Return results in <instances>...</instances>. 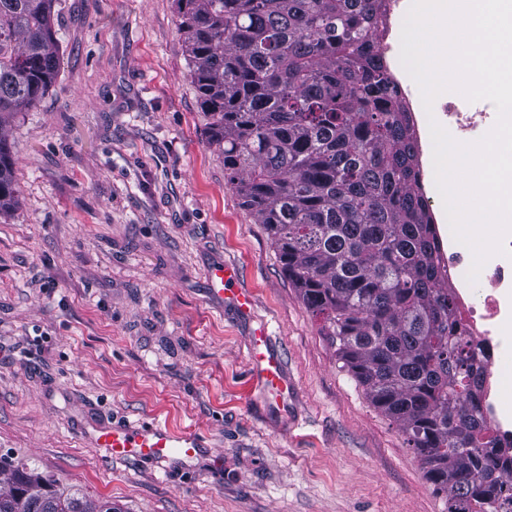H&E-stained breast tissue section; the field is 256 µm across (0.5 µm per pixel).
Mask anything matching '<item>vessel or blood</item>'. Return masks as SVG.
I'll return each instance as SVG.
<instances>
[{
    "label": "vessel or blood",
    "instance_id": "vessel-or-blood-1",
    "mask_svg": "<svg viewBox=\"0 0 512 512\" xmlns=\"http://www.w3.org/2000/svg\"><path fill=\"white\" fill-rule=\"evenodd\" d=\"M238 273L235 268L221 266L210 277L212 294L229 299L241 314L250 313L253 296L236 285ZM253 358L257 372L270 392L286 398L292 387L283 371L280 355L270 345L264 330L253 333ZM95 447L105 449L114 460L135 459L154 463L188 460L209 448L208 434L197 431L177 432L161 421L130 422L117 421L95 426L90 435Z\"/></svg>",
    "mask_w": 512,
    "mask_h": 512
}]
</instances>
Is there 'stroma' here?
<instances>
[{"label":"stroma","mask_w":512,"mask_h":512,"mask_svg":"<svg viewBox=\"0 0 512 512\" xmlns=\"http://www.w3.org/2000/svg\"><path fill=\"white\" fill-rule=\"evenodd\" d=\"M54 22L58 77L5 126L0 460L126 512H445L228 185L175 0H57ZM221 263L249 316L210 294ZM261 327L282 403L254 369ZM118 418L207 432L222 461L111 460L85 434ZM18 197L19 189L14 177V160L6 138L0 135V211L13 206ZM253 358L267 389L283 402L293 389L284 374L281 356L270 346L269 336L261 328L253 333Z\"/></svg>","instance_id":"35a3bbf8"}]
</instances>
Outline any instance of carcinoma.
<instances>
[{"label":"carcinoma","mask_w":512,"mask_h":512,"mask_svg":"<svg viewBox=\"0 0 512 512\" xmlns=\"http://www.w3.org/2000/svg\"><path fill=\"white\" fill-rule=\"evenodd\" d=\"M56 0H0V118L60 67ZM385 0H177L224 177L263 225L342 368L396 422L446 512H512V453L441 277L418 143L380 51ZM19 197L0 136V210ZM0 512H123L24 467Z\"/></svg>","instance_id":"cac0c4a2"}]
</instances>
